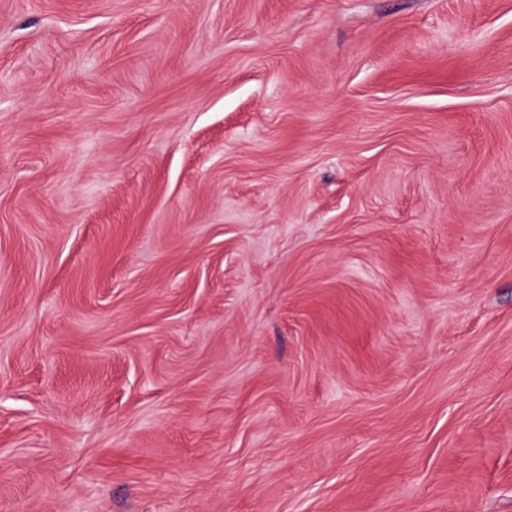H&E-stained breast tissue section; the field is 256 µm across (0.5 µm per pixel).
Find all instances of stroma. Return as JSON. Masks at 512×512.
<instances>
[{
  "instance_id": "stroma-1",
  "label": "stroma",
  "mask_w": 512,
  "mask_h": 512,
  "mask_svg": "<svg viewBox=\"0 0 512 512\" xmlns=\"http://www.w3.org/2000/svg\"><path fill=\"white\" fill-rule=\"evenodd\" d=\"M0 512H512V0H0Z\"/></svg>"
}]
</instances>
